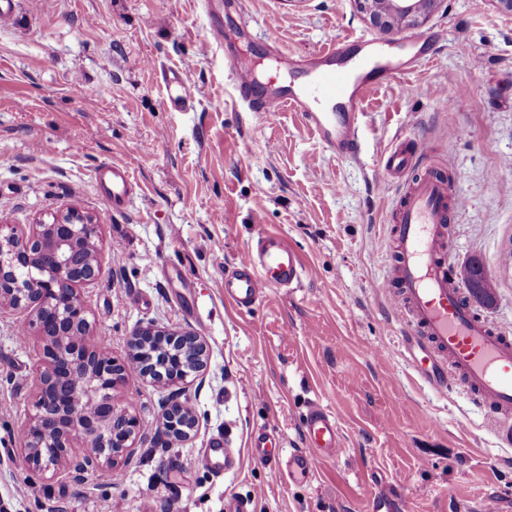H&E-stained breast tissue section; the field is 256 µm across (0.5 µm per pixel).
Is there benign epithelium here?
<instances>
[{
    "label": "benign epithelium",
    "instance_id": "7a95c632",
    "mask_svg": "<svg viewBox=\"0 0 512 512\" xmlns=\"http://www.w3.org/2000/svg\"><path fill=\"white\" fill-rule=\"evenodd\" d=\"M384 33L423 24L443 0H354ZM101 225L74 206L61 208L18 232L0 225V306L22 309L25 339L39 340V363L24 389L31 409L23 430V464L48 480L82 483L121 463L146 438L140 419L115 393L136 376L167 392L160 401L161 432L191 439L196 418L182 397L189 378L208 363L204 337L188 328L142 324L128 336L126 356L104 357L91 336L84 288L98 282Z\"/></svg>",
    "mask_w": 512,
    "mask_h": 512
}]
</instances>
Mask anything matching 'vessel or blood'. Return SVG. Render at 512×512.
Segmentation results:
<instances>
[{
	"label": "vessel or blood",
	"mask_w": 512,
	"mask_h": 512,
	"mask_svg": "<svg viewBox=\"0 0 512 512\" xmlns=\"http://www.w3.org/2000/svg\"><path fill=\"white\" fill-rule=\"evenodd\" d=\"M354 67L338 59L339 47L321 49L311 66L279 50L284 69L306 67L302 84H287L255 101L256 63L246 54L229 55L236 77V92L247 105L262 111L282 108L297 112L322 146L340 158L356 156L358 125L368 91L380 78H406L409 66L383 57L377 39L369 35L349 38ZM192 85L188 72L169 80L168 99L185 106ZM416 152L395 146L383 155L390 178L402 182L404 191L390 214L394 251L393 276L381 287L390 296L395 317L405 326V343L412 348L420 379L435 393L463 386L479 405L507 418L512 416V330L489 325L471 311L463 291L450 275V227L465 201L445 175L420 171ZM98 182L113 208L131 202V174L124 166H105ZM311 270L287 239L263 234L248 247L236 267L224 276V298L238 310L251 309L271 288H298ZM305 449L288 457V477H311L319 458L336 457L342 448V428L336 415L312 405L304 424Z\"/></svg>",
	"instance_id": "vessel-or-blood-1"
}]
</instances>
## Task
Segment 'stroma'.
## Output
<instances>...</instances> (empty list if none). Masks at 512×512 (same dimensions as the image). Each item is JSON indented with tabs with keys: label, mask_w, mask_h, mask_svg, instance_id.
Instances as JSON below:
<instances>
[{
	"label": "stroma",
	"mask_w": 512,
	"mask_h": 512,
	"mask_svg": "<svg viewBox=\"0 0 512 512\" xmlns=\"http://www.w3.org/2000/svg\"><path fill=\"white\" fill-rule=\"evenodd\" d=\"M222 21L265 85L289 79L269 30L301 56L363 33L397 53L405 37L378 32L354 0H240ZM210 32L201 0L163 11L153 0H17L0 23V220L22 229L69 205L96 217L104 268L85 299L91 333L113 357L146 322L193 329L209 346L185 392L198 421L189 441L161 435V394L133 378L116 398L149 438L120 476L49 481L20 461L21 384L38 346L20 341L21 314L0 309V502L8 512H140L149 494L156 512H224L237 496L254 512H368L389 489L403 512H512L499 419L461 389L442 396L418 380L379 288L392 274L389 216L402 189L380 158L401 137L428 146V166L453 158L466 207L451 226L452 266L486 269L495 300L475 313L512 328V15L494 0H443L418 29L435 38L433 59L371 92L354 159L327 152L297 113L241 106L222 48L201 49ZM182 70L194 75L184 110L167 95ZM113 164L134 178L122 211L95 180ZM264 230L315 274L241 311L224 300V274ZM316 402L342 424L341 454L317 460L308 481L276 476L253 457V435L272 429L284 452L303 447ZM216 438L235 457L220 476L199 461Z\"/></svg>",
	"instance_id": "stroma-1"
}]
</instances>
